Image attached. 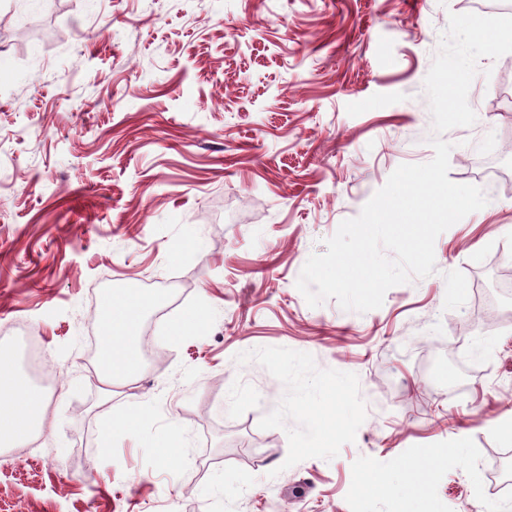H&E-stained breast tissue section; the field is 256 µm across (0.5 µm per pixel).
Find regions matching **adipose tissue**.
<instances>
[{"mask_svg":"<svg viewBox=\"0 0 512 512\" xmlns=\"http://www.w3.org/2000/svg\"><path fill=\"white\" fill-rule=\"evenodd\" d=\"M153 303V298L140 294L106 292L101 315L105 342L100 359L106 384L125 383L139 374V325ZM46 409L44 393L26 384L13 359L0 353V447L20 445L42 430Z\"/></svg>","mask_w":512,"mask_h":512,"instance_id":"adipose-tissue-1","label":"adipose tissue"}]
</instances>
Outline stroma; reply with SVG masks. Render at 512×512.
<instances>
[{
  "label": "stroma",
  "mask_w": 512,
  "mask_h": 512,
  "mask_svg": "<svg viewBox=\"0 0 512 512\" xmlns=\"http://www.w3.org/2000/svg\"><path fill=\"white\" fill-rule=\"evenodd\" d=\"M493 5L0 0L12 28L62 31L0 41V349L49 425L0 452V512H512V318L481 319L512 315V54L479 60L477 120L443 135L449 179L488 203L438 236L435 273L363 314L296 287L400 164L433 158L424 79L450 14ZM121 288L171 310L108 389L100 297ZM133 400L137 433L110 438Z\"/></svg>",
  "instance_id": "stroma-1"
}]
</instances>
